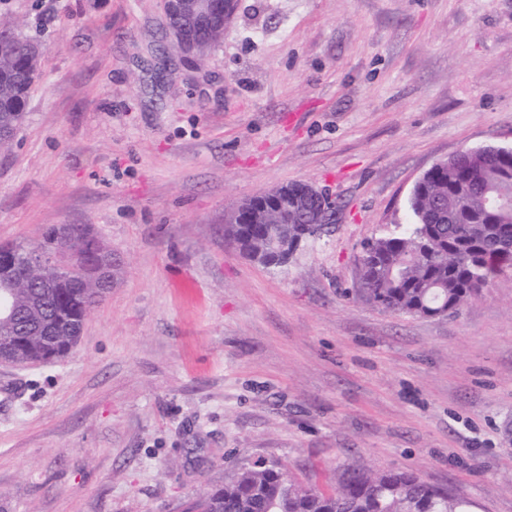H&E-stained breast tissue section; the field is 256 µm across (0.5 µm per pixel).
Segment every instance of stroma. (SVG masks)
Listing matches in <instances>:
<instances>
[{
    "mask_svg": "<svg viewBox=\"0 0 512 512\" xmlns=\"http://www.w3.org/2000/svg\"><path fill=\"white\" fill-rule=\"evenodd\" d=\"M0 11L41 44L0 244L82 224L118 268L73 352L0 365V512H184L257 459L322 488L413 469L512 512V269L448 317L358 292L426 171L512 146V0H237L202 54L163 0ZM293 182L336 220L267 267L224 212Z\"/></svg>",
    "mask_w": 512,
    "mask_h": 512,
    "instance_id": "35a3bbf8",
    "label": "stroma"
}]
</instances>
